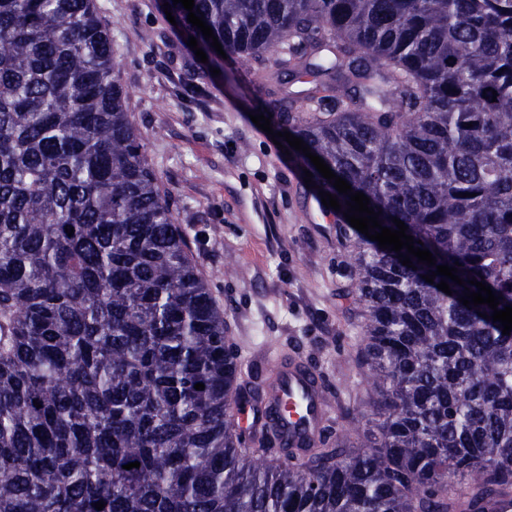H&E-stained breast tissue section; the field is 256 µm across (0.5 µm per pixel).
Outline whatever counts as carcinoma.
Masks as SVG:
<instances>
[{
	"label": "carcinoma",
	"instance_id": "cac0c4a2",
	"mask_svg": "<svg viewBox=\"0 0 512 512\" xmlns=\"http://www.w3.org/2000/svg\"><path fill=\"white\" fill-rule=\"evenodd\" d=\"M194 2L238 69L274 53L277 78H313L299 108L267 93L270 114L436 265L354 231L368 412L307 450L240 427L226 315L97 0H0V512H461L512 492V334L460 302L474 278L512 305V0ZM295 159L347 239L350 197ZM438 265L466 286L426 282Z\"/></svg>",
	"mask_w": 512,
	"mask_h": 512
}]
</instances>
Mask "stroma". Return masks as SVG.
Masks as SVG:
<instances>
[{
  "label": "stroma",
  "instance_id": "35a3bbf8",
  "mask_svg": "<svg viewBox=\"0 0 512 512\" xmlns=\"http://www.w3.org/2000/svg\"><path fill=\"white\" fill-rule=\"evenodd\" d=\"M98 3L127 109L244 369L267 372L273 351L311 360L339 401L331 426L349 425L370 395L356 362L363 310L336 295L356 278L335 223L309 215L316 190L270 138L287 121L260 130L250 77L200 62L162 0ZM208 66L216 75L186 96L185 75Z\"/></svg>",
  "mask_w": 512,
  "mask_h": 512
}]
</instances>
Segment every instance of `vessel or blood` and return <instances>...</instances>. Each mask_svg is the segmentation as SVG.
<instances>
[{
    "instance_id": "obj_1",
    "label": "vessel or blood",
    "mask_w": 512,
    "mask_h": 512,
    "mask_svg": "<svg viewBox=\"0 0 512 512\" xmlns=\"http://www.w3.org/2000/svg\"><path fill=\"white\" fill-rule=\"evenodd\" d=\"M269 410L294 448L310 447L329 420L316 378L300 364L279 357L274 358L273 369L265 381L261 407H239L233 419L239 424L257 426L264 422Z\"/></svg>"
}]
</instances>
